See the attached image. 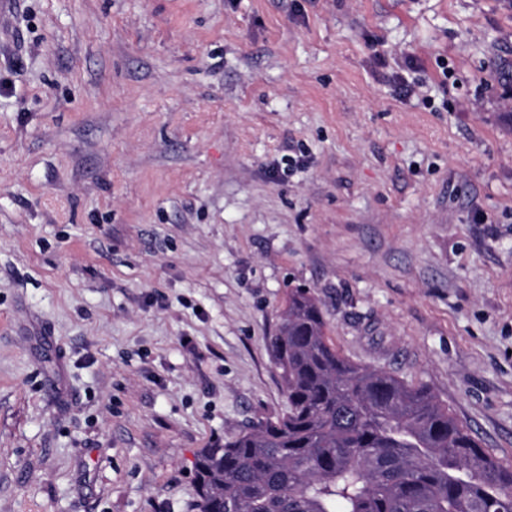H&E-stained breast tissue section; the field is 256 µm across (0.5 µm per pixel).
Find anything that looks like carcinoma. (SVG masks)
I'll return each mask as SVG.
<instances>
[{"mask_svg": "<svg viewBox=\"0 0 512 512\" xmlns=\"http://www.w3.org/2000/svg\"><path fill=\"white\" fill-rule=\"evenodd\" d=\"M287 399L195 463L209 512H508L512 467L423 386L340 355L295 288L267 337Z\"/></svg>", "mask_w": 512, "mask_h": 512, "instance_id": "obj_1", "label": "carcinoma"}]
</instances>
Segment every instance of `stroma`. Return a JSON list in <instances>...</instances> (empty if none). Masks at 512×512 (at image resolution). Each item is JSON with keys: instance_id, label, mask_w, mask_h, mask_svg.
Returning a JSON list of instances; mask_svg holds the SVG:
<instances>
[{"instance_id": "obj_1", "label": "stroma", "mask_w": 512, "mask_h": 512, "mask_svg": "<svg viewBox=\"0 0 512 512\" xmlns=\"http://www.w3.org/2000/svg\"><path fill=\"white\" fill-rule=\"evenodd\" d=\"M295 288L512 466V0L0 19V512H198Z\"/></svg>"}]
</instances>
